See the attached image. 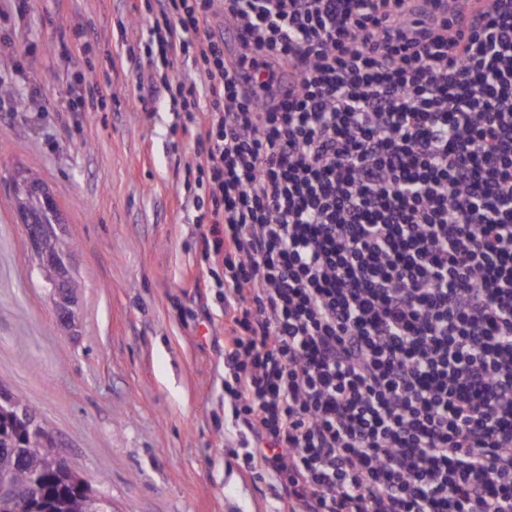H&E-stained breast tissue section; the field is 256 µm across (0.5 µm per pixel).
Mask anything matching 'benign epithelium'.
Instances as JSON below:
<instances>
[{
  "mask_svg": "<svg viewBox=\"0 0 512 512\" xmlns=\"http://www.w3.org/2000/svg\"><path fill=\"white\" fill-rule=\"evenodd\" d=\"M32 193L41 200V212L51 217V223H39L29 213L19 216V219L25 225L30 256L39 271L42 286L52 301L56 319L66 326L75 319L76 300L70 288L75 274L70 259V247L66 245L65 220L56 199L47 187L38 186ZM48 235L62 243V247L53 253L43 249V239Z\"/></svg>",
  "mask_w": 512,
  "mask_h": 512,
  "instance_id": "obj_1",
  "label": "benign epithelium"
}]
</instances>
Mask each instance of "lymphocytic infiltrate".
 Instances as JSON below:
<instances>
[{
    "mask_svg": "<svg viewBox=\"0 0 512 512\" xmlns=\"http://www.w3.org/2000/svg\"><path fill=\"white\" fill-rule=\"evenodd\" d=\"M158 2L243 468L278 512H512V0Z\"/></svg>",
    "mask_w": 512,
    "mask_h": 512,
    "instance_id": "lymphocytic-infiltrate-1",
    "label": "lymphocytic infiltrate"
}]
</instances>
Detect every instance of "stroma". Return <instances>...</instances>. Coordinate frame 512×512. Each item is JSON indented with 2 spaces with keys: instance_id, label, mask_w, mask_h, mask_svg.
I'll list each match as a JSON object with an SVG mask.
<instances>
[{
  "instance_id": "stroma-1",
  "label": "stroma",
  "mask_w": 512,
  "mask_h": 512,
  "mask_svg": "<svg viewBox=\"0 0 512 512\" xmlns=\"http://www.w3.org/2000/svg\"><path fill=\"white\" fill-rule=\"evenodd\" d=\"M156 0H0V380L35 407L62 456L114 512H272L225 452L224 302L185 183L192 142L165 82L200 86L192 58L152 68L132 49ZM81 26L91 43L70 31ZM94 106L73 109L84 84ZM40 94L31 112L16 101ZM37 171L67 218L79 320L59 329L10 205Z\"/></svg>"
}]
</instances>
